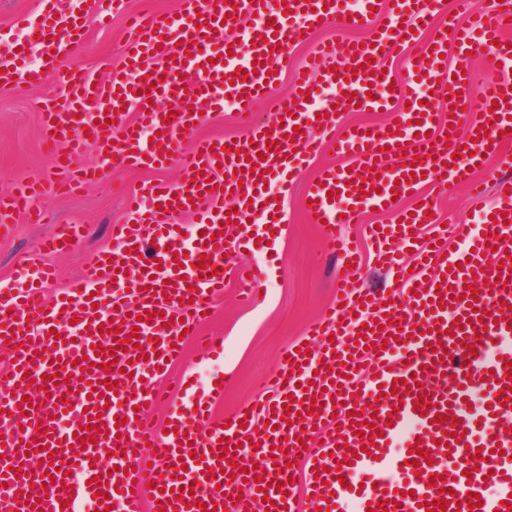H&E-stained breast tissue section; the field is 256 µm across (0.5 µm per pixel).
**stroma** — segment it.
Here are the masks:
<instances>
[{"label": "stroma", "mask_w": 512, "mask_h": 512, "mask_svg": "<svg viewBox=\"0 0 512 512\" xmlns=\"http://www.w3.org/2000/svg\"><path fill=\"white\" fill-rule=\"evenodd\" d=\"M72 2L86 19L85 36L76 58L98 82L110 83L108 65L117 66L122 61V24L117 19L108 26L97 24L88 0ZM46 5L47 0H0V34L26 44L28 32L18 26V19L37 22ZM366 37L364 31L333 24L316 30L309 44L292 48L278 61L279 78L273 93H289L293 77L305 71L309 57L322 43ZM47 95L60 98L64 90L54 80L35 88L0 84V171L48 185L38 202L40 221L19 218L8 231H0V289L16 287V263L31 259L56 266L59 277L49 289L54 295L73 286L92 256L110 249L113 225L131 223L125 208L127 195L147 182L176 183L179 168L173 162L163 167L127 168L116 164L101 181L84 189L69 193L50 186L53 157L44 143L37 109L38 102ZM348 163V157L329 151L311 160L291 186H283L275 175L268 181L267 192L280 202L278 218L256 225L245 249L235 254V268L224 279V295L216 301L212 318L200 329L201 335L223 337V355L199 361L195 345L189 342L182 360L171 367L172 374L186 376L191 391L197 393L208 389L214 378L223 377V397L212 405L215 413L228 417L240 406L262 400V380L273 374L289 347L306 341L309 323L333 300L341 251L356 249L363 255L362 266L351 276L355 285L375 293L389 287L388 267L381 264L364 230L340 227L337 241L331 245L305 212V193L319 172L327 166ZM474 176L487 190L484 199L473 197L464 182L454 181L437 200L439 228L446 232L447 246H456L473 229L478 210L493 205L496 183L512 178V144L487 157ZM65 224L80 225V237L66 248L45 249L44 241ZM436 229L425 227V237H433ZM239 266L259 270L263 276L260 290L247 303L240 300L244 284L235 272Z\"/></svg>", "instance_id": "35a3bbf8"}]
</instances>
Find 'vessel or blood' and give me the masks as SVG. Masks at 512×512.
<instances>
[{
	"label": "vessel or blood",
	"mask_w": 512,
	"mask_h": 512,
	"mask_svg": "<svg viewBox=\"0 0 512 512\" xmlns=\"http://www.w3.org/2000/svg\"><path fill=\"white\" fill-rule=\"evenodd\" d=\"M440 0H361L357 10L339 0H182L178 15H160L149 4L127 16L124 60L112 69L113 86L94 81L74 61L81 40L77 14L46 10L37 24L36 42L43 62L25 67L16 43L0 42V54L13 59L17 84H42L62 78L65 102L46 98L39 110L45 138L65 142L70 151L56 163L58 184L85 185L101 179L107 160L137 166L179 159V182L149 183L128 201L142 228L123 252L90 260L66 299L46 302L43 290L56 273L50 266L19 264L16 275L27 287L0 289V346L8 345L9 369L0 375V512H97L96 494L105 492L110 512H163L176 500L177 512H239L235 495H264L262 512H295L284 483L306 468L311 507L342 512L346 501L357 512H427L442 490L455 494L445 512H512V433L501 427L512 415V182L499 185V203L482 215L476 232L451 250L438 239L415 234L436 211L434 197L422 185L466 174L485 150L512 141V48L502 36L512 27V0L451 21L429 41L415 36L428 26ZM333 23L367 30L368 48L349 42L323 47L308 73L295 80L291 99L268 94L277 78L276 62L302 36L312 35L319 10ZM211 37H202L204 28ZM458 54L445 69L447 46ZM409 47L403 76L384 72L383 57ZM485 50L499 74L491 84L463 83L469 54ZM342 57L345 66L325 68ZM246 78H239V71ZM334 90L339 109L373 111L398 105L384 127H338L335 114L315 102L309 74ZM444 90L447 102L436 92ZM356 101H348L349 93ZM184 106L170 111L171 100ZM231 103L242 113L266 102L271 123L253 124L247 140L199 141L191 152L182 142L205 122L190 105ZM136 110L125 123L120 108ZM466 111L465 137L444 134L440 108ZM322 131L313 138L311 129ZM155 133L156 142L145 139ZM98 148L101 164L77 166L86 145ZM353 157L352 167H330L310 184L308 215L324 219L325 237L335 242L341 225L361 224L367 211L387 209L404 219L402 235L390 242L384 229L369 238L392 274L386 295L372 296L342 280L334 304L309 328L311 353L289 350L275 373L276 393L262 407L239 408L230 418L206 415L212 396H198L174 382L156 387L170 362L180 358L184 336L195 335L206 310L224 293L230 261L226 219L263 224L271 211L261 187L276 171L300 176L310 159L325 148ZM344 198H336L339 190ZM39 184L10 179L0 191V224L30 212ZM412 197L413 213L393 203L394 194ZM201 231L187 242L175 213L189 199ZM213 245H206L205 235ZM154 241V259L144 241ZM420 257L417 274L398 258L403 249ZM207 266H199V259ZM165 267L167 277L156 274ZM476 279L468 291L466 279ZM137 338L138 349L124 350ZM476 352L465 355V347ZM94 357L83 369L77 359ZM453 371L449 383L431 388V380ZM61 383L46 386L45 376ZM48 388L39 404L27 401L29 388ZM426 413H417L420 402ZM362 408L349 412V403ZM165 405L166 432L144 427L141 405ZM105 431V439H86L87 430ZM314 447H306L310 437ZM229 439L226 457L220 440ZM252 441L251 462L241 445ZM152 446L166 464L165 475L149 467L142 447ZM49 447L54 456L41 467L29 464L34 449ZM358 453L346 463L345 449ZM480 449V459L470 452ZM423 450L417 464L411 451ZM367 471L362 490H354L358 471ZM437 485H430V478ZM481 504L467 505L469 494ZM200 505L187 506L188 495Z\"/></svg>",
	"instance_id": "1"
}]
</instances>
